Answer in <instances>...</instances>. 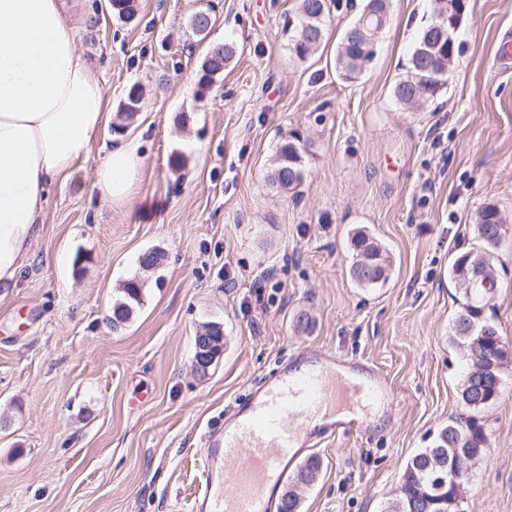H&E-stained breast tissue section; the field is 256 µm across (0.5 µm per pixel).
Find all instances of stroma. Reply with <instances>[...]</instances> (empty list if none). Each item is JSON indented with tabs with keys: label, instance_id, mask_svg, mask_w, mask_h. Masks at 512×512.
I'll list each match as a JSON object with an SVG mask.
<instances>
[{
	"label": "stroma",
	"instance_id": "35a3bbf8",
	"mask_svg": "<svg viewBox=\"0 0 512 512\" xmlns=\"http://www.w3.org/2000/svg\"><path fill=\"white\" fill-rule=\"evenodd\" d=\"M206 1L203 39L190 16ZM82 4L100 23L79 49L111 105L132 83L146 91L125 131L143 165L120 206L99 200L85 171L57 187L30 265L0 286V512H191L208 428L310 346L368 360L395 401L367 435L314 449L319 479L301 512H385L407 462L466 415L451 263L477 247L488 203L507 227L493 315L512 339V67L495 61L512 40V0H467L446 83L411 110L392 88L435 0H391L376 54L351 81L336 55L363 0H335L324 44L304 60L285 34L294 0H137L135 25L108 0ZM224 41L237 53L199 93L207 47ZM294 132L309 143L308 175L288 193L265 174ZM174 154L186 159L177 171ZM358 231L391 258L382 287L350 277ZM151 249L166 260L141 273ZM135 276L143 300L113 326ZM208 323L223 327L224 348L202 378L193 344ZM503 379L464 512H512V361Z\"/></svg>",
	"mask_w": 512,
	"mask_h": 512
}]
</instances>
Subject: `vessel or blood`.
Wrapping results in <instances>:
<instances>
[{
    "label": "vessel or blood",
    "mask_w": 512,
    "mask_h": 512,
    "mask_svg": "<svg viewBox=\"0 0 512 512\" xmlns=\"http://www.w3.org/2000/svg\"><path fill=\"white\" fill-rule=\"evenodd\" d=\"M393 400L385 375L355 358L318 351L301 366L276 372L207 434L192 512H273L290 465L305 449L366 432L370 415ZM228 466L237 489L225 496L219 481Z\"/></svg>",
    "instance_id": "b4317fda"
}]
</instances>
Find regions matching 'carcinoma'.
Segmentation results:
<instances>
[{"label": "carcinoma", "mask_w": 512, "mask_h": 512, "mask_svg": "<svg viewBox=\"0 0 512 512\" xmlns=\"http://www.w3.org/2000/svg\"><path fill=\"white\" fill-rule=\"evenodd\" d=\"M378 3L376 23L372 28L382 30L389 22V5L384 0H366L358 18L343 32L336 67L346 80H353L362 72L366 61L372 58L373 37L367 42L354 38V31L365 23L372 3ZM437 8L429 24L421 32L410 55L406 74L393 86V97L404 108H415L418 103H426L440 91L446 78L435 77L433 68L451 69L455 55V33L465 10L464 0H458L456 8L448 11V0H435ZM330 12L327 0H297L296 24L289 27L290 51L300 59L315 54L323 45L327 33V18ZM112 14L123 23L138 20L136 0H112ZM191 28L202 37L207 36L212 27L209 11L199 9L190 19ZM236 47L231 42H216L209 46L202 60L198 86L200 91L210 89L224 73V67L233 59ZM144 106L142 87L131 84L120 103L119 122L113 124L112 133L121 135L126 123ZM308 145L295 133L280 142L275 158L267 171L268 183L280 189L291 191L299 186L307 172L305 158ZM474 232L480 249L460 252L453 259L452 272L464 270L465 263L480 262L483 278L497 280L494 265L495 250L506 232L504 219L498 208L489 203L481 208L474 224ZM351 245L355 252L349 272L352 280L362 288H375L388 280L390 260L386 251L364 232H357ZM140 279L133 277L123 287L124 300L113 308L112 326L127 321L133 305L142 300ZM465 302L454 324V335L465 348L470 358L469 370L459 389V400L468 410L467 419H459L441 429L432 446L416 453L406 464L401 476L398 494L388 502L386 512H456L453 495L457 494L450 475L459 473L463 460L480 459L490 450V438L481 422V414L495 403L491 399V378L483 375L475 366L483 360V352L472 346L475 336L482 331L509 345L512 343L501 335L497 324L486 316L493 309L495 296L487 295L483 289L470 293L463 292ZM321 469L320 459L311 456L297 470L288 488L282 494L277 512H300L299 490L310 487L316 481Z\"/></svg>", "instance_id": "carcinoma-1"}]
</instances>
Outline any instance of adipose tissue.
Instances as JSON below:
<instances>
[{"mask_svg": "<svg viewBox=\"0 0 512 512\" xmlns=\"http://www.w3.org/2000/svg\"><path fill=\"white\" fill-rule=\"evenodd\" d=\"M87 22L65 0H0V283L29 264L53 187L83 169L109 119L108 92L78 48ZM141 167L138 143L119 141L92 189L126 202Z\"/></svg>", "mask_w": 512, "mask_h": 512, "instance_id": "ef3b65f1", "label": "adipose tissue"}]
</instances>
